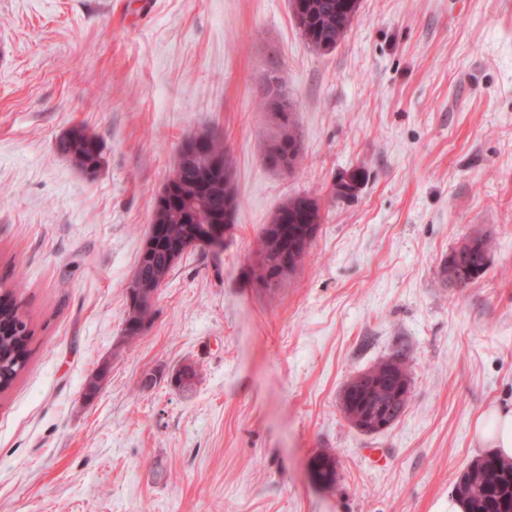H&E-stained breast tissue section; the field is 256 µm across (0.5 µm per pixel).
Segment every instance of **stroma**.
I'll list each match as a JSON object with an SVG mask.
<instances>
[{"label": "stroma", "instance_id": "obj_1", "mask_svg": "<svg viewBox=\"0 0 512 512\" xmlns=\"http://www.w3.org/2000/svg\"><path fill=\"white\" fill-rule=\"evenodd\" d=\"M0 44V278L24 273L34 330L0 394V512H443L484 454L476 420L512 404V0H362L329 52L288 0H0ZM274 75L301 137L291 172L254 109ZM75 127L102 143L95 178L56 150ZM201 132L228 151L233 222L124 341L156 197ZM304 192L310 253L266 286L258 235ZM478 233L483 277L442 280ZM400 350L409 404L362 433L343 389ZM312 471L324 485L336 483V459L334 456L321 453L311 461Z\"/></svg>", "mask_w": 512, "mask_h": 512}]
</instances>
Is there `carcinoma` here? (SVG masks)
Listing matches in <instances>:
<instances>
[{"label":"carcinoma","instance_id":"1","mask_svg":"<svg viewBox=\"0 0 512 512\" xmlns=\"http://www.w3.org/2000/svg\"><path fill=\"white\" fill-rule=\"evenodd\" d=\"M289 0L293 20L303 38L315 49L336 48L358 16L361 0H304L303 8ZM286 97L276 77L267 78L266 95L258 110L278 119L277 136L271 147L272 161L292 170L300 155V138L291 112L278 108ZM57 151L80 169L101 158L97 136L82 128L71 129L57 143ZM236 207L224 142L211 133L188 137L182 144L177 164L169 172L158 195L150 231V247L139 254L128 288V316L123 336L133 341L152 321L154 295L186 251L195 248L205 224H230ZM321 221L317 200L307 193L289 197L271 216L257 239V254L263 260L260 277L267 286L279 284L309 254ZM489 241L472 237L461 258L451 254L441 267L443 280L466 285L486 272ZM29 317L19 313L14 292H0V394L9 390L26 367L33 329ZM411 387L407 354L400 350L355 376L341 397V409L352 426L377 413L384 423H395L410 401ZM312 471L325 485L336 483V459L321 453L311 461ZM456 491L468 503V512H512V462L487 454L476 459L461 476Z\"/></svg>","mask_w":512,"mask_h":512}]
</instances>
